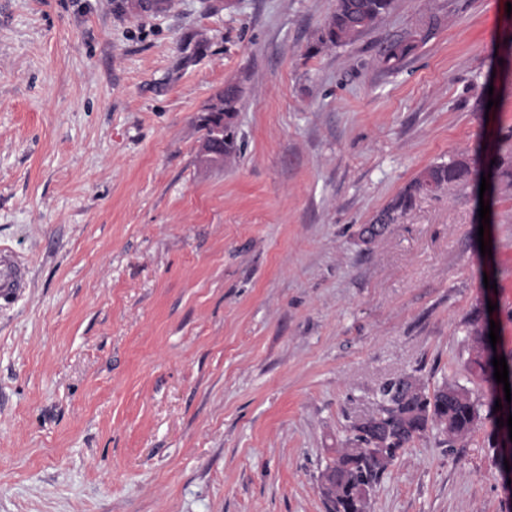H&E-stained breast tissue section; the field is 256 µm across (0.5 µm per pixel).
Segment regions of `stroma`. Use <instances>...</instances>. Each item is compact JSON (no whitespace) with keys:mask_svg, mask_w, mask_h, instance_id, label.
<instances>
[{"mask_svg":"<svg viewBox=\"0 0 512 512\" xmlns=\"http://www.w3.org/2000/svg\"><path fill=\"white\" fill-rule=\"evenodd\" d=\"M506 3L395 0L335 47L336 0H0V250L25 270L0 512H326L321 471L404 374L481 419L414 440L369 512H512L465 368L489 319L512 355V191L484 227L468 186L361 235L427 167L512 156ZM230 83L240 153L207 165L196 117ZM412 38H399L391 41L385 49L382 63L388 70H394L413 49Z\"/></svg>","mask_w":512,"mask_h":512,"instance_id":"1","label":"stroma"}]
</instances>
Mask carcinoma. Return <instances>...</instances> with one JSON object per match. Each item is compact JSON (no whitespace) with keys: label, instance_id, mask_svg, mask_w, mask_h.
<instances>
[{"label":"carcinoma","instance_id":"cac0c4a2","mask_svg":"<svg viewBox=\"0 0 512 512\" xmlns=\"http://www.w3.org/2000/svg\"><path fill=\"white\" fill-rule=\"evenodd\" d=\"M394 0H336V8L328 19L320 44L346 46L359 35L374 27L393 7ZM410 38L391 41L385 49L382 63L394 70L413 49ZM240 95L234 84L225 86L224 93L203 109L198 117L204 138L213 135L222 126V139L217 156L212 162L219 163L233 157L237 141L232 120L239 111ZM485 170L479 159L461 153L448 162L426 168L382 210V215L394 219L413 206L419 194L453 193L469 182L481 181ZM493 189L499 185L512 188V163L500 162L491 169ZM480 347L472 359V367L487 384L486 395L494 403L503 397V384L494 378L492 360L496 352L487 342L484 333L478 334ZM416 390L409 395L402 389V377L386 382L380 389L377 409L363 421L350 425L353 438L327 464L329 487L322 492L326 512H367L371 494L384 473L415 439L433 427L446 436L449 447L471 434L480 420L479 407L472 400L469 390L456 384H448V393L429 392L415 380Z\"/></svg>","mask_w":512,"mask_h":512}]
</instances>
